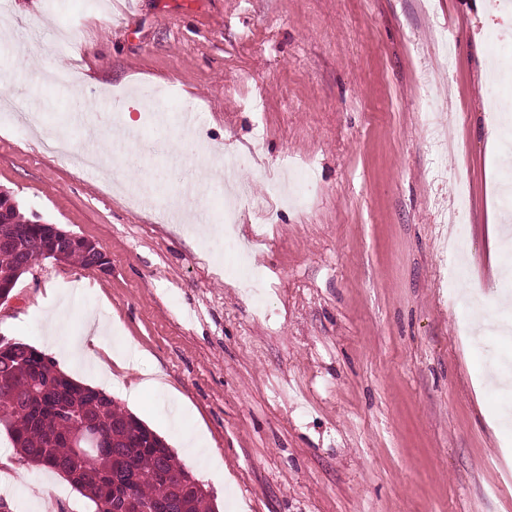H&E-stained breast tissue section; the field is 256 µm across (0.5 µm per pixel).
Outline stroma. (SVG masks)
Wrapping results in <instances>:
<instances>
[{
	"label": "stroma",
	"mask_w": 512,
	"mask_h": 512,
	"mask_svg": "<svg viewBox=\"0 0 512 512\" xmlns=\"http://www.w3.org/2000/svg\"><path fill=\"white\" fill-rule=\"evenodd\" d=\"M509 27L478 0H0V188L111 261L102 272L36 260L0 304V337L46 351L48 311L68 295L73 316L104 318V347L70 375L98 390L146 372L167 384L133 412L218 512H512V425L463 332L475 314L453 298L465 283L501 288L492 180L512 166L484 74L512 60V41L486 39ZM438 30L452 41L444 60ZM428 71L458 141L435 160L418 125ZM90 102L89 130L77 116ZM117 128L138 137L111 178L42 145L62 133L108 154ZM239 158L275 214L265 224L241 210L239 239L255 241L250 262L265 274L249 292L223 237L194 240L165 216L179 197L222 224L223 190H195L199 162ZM307 166V206L273 193L285 168ZM460 180L471 204L451 254L442 205ZM127 348L133 366L100 371ZM201 432V453L184 454ZM10 474L11 512H91L51 469L16 460Z\"/></svg>",
	"instance_id": "1"
}]
</instances>
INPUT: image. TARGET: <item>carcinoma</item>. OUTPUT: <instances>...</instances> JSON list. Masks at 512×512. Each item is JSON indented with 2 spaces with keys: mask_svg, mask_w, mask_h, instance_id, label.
Segmentation results:
<instances>
[{
  "mask_svg": "<svg viewBox=\"0 0 512 512\" xmlns=\"http://www.w3.org/2000/svg\"><path fill=\"white\" fill-rule=\"evenodd\" d=\"M28 252L0 250V275L23 260L43 257L40 224L17 225ZM100 425L105 447L92 462L81 461L69 437L86 421ZM0 427L26 464L63 474L92 504V512H215L209 495L186 489L199 482L181 466L167 442L105 392L56 369L27 343H0Z\"/></svg>",
  "mask_w": 512,
  "mask_h": 512,
  "instance_id": "1",
  "label": "carcinoma"
}]
</instances>
